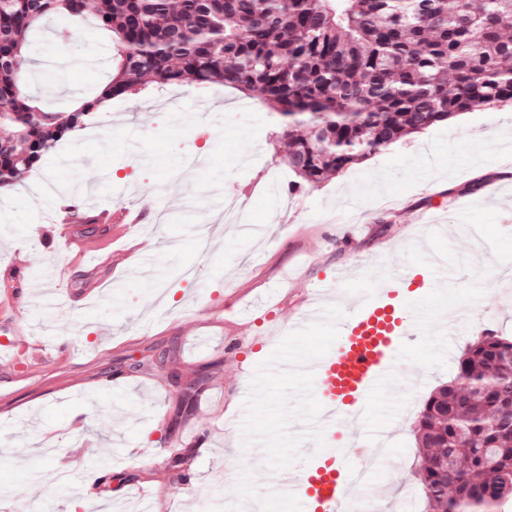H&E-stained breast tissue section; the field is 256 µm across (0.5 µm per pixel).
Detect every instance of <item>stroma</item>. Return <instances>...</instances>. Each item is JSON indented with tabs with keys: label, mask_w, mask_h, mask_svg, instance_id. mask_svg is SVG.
<instances>
[{
	"label": "stroma",
	"mask_w": 512,
	"mask_h": 512,
	"mask_svg": "<svg viewBox=\"0 0 512 512\" xmlns=\"http://www.w3.org/2000/svg\"><path fill=\"white\" fill-rule=\"evenodd\" d=\"M66 26L56 19L34 31L28 53L38 73L31 95L58 105L104 86L110 66L85 61L114 52L90 18L57 44L54 31ZM122 117L139 120L143 137L119 125ZM275 132L267 107L224 85L151 88L113 100L0 196V327L36 328L17 337L15 355L0 357V512H33L50 487L56 512L127 503L132 489L153 512H299L293 500L269 497L267 482L272 471L303 465L309 442L292 426L313 403L301 378L253 381L251 362L271 352L305 361L336 345L329 327L279 328L337 269L355 270L346 290L355 296L381 254L425 276L438 251L446 274L408 295L429 325L405 338L363 422L390 448L370 493L388 512L405 507L424 400L454 374L472 336H512V292L500 282L512 272V107L458 115L316 187H296ZM478 179L481 193L467 192ZM87 188L101 207L132 203L146 220L161 211L167 221L146 241L115 237L107 223L49 224L50 213L82 205ZM234 195L249 199L241 224L223 225L220 248H202L200 225ZM282 195L288 208L278 206ZM254 224L266 225L265 238H254ZM52 266L65 277L63 318L32 304L30 280ZM101 281L111 297L84 306ZM460 308L469 323L440 335ZM197 336L206 346L194 347ZM158 355L163 363L129 366ZM190 383L200 390L191 406L182 394ZM102 416L111 430L98 428ZM175 451L189 458L180 472L165 464ZM77 458L78 500L51 479ZM227 478L230 496L216 490Z\"/></svg>",
	"instance_id": "stroma-1"
}]
</instances>
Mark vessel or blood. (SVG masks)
I'll use <instances>...</instances> for the list:
<instances>
[{
	"label": "vessel or blood",
	"instance_id": "vessel-or-blood-1",
	"mask_svg": "<svg viewBox=\"0 0 512 512\" xmlns=\"http://www.w3.org/2000/svg\"><path fill=\"white\" fill-rule=\"evenodd\" d=\"M351 279L345 268L322 280L321 298L310 300L298 320L287 326L298 334L306 323H328L338 336L336 346L309 363H264L267 369L305 379L316 402L303 431L317 445L309 449L304 469L278 471L268 481L270 495L296 499L300 512H352L353 477L366 465L377 437L362 433L353 444L341 446L336 432L344 419L359 420L362 409L390 382L402 337L424 328L423 318L407 300L405 273L385 261L372 266L371 288L347 314L329 313L324 299L348 287Z\"/></svg>",
	"mask_w": 512,
	"mask_h": 512
}]
</instances>
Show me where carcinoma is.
Instances as JSON below:
<instances>
[{
	"label": "carcinoma",
	"mask_w": 512,
	"mask_h": 512,
	"mask_svg": "<svg viewBox=\"0 0 512 512\" xmlns=\"http://www.w3.org/2000/svg\"><path fill=\"white\" fill-rule=\"evenodd\" d=\"M93 15L116 53L101 93L51 108L26 93L30 32ZM222 84L279 120L309 186L478 107L512 102V0H0V187L152 83ZM483 386L475 387V380ZM425 512L512 499V337L482 332L414 421Z\"/></svg>",
	"instance_id": "obj_1"
}]
</instances>
